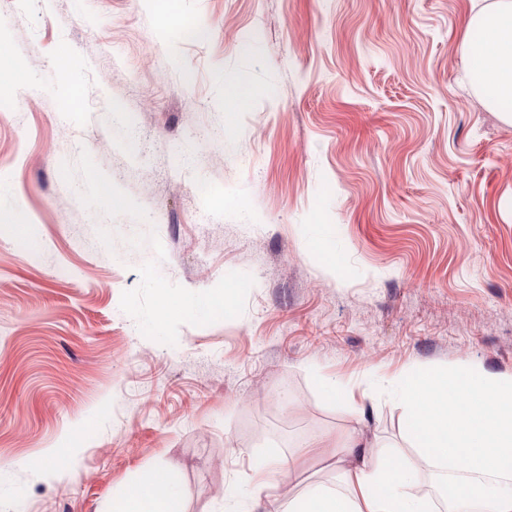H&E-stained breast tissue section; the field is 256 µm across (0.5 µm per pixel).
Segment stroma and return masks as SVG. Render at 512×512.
I'll list each match as a JSON object with an SVG mask.
<instances>
[{"label": "stroma", "mask_w": 512, "mask_h": 512, "mask_svg": "<svg viewBox=\"0 0 512 512\" xmlns=\"http://www.w3.org/2000/svg\"><path fill=\"white\" fill-rule=\"evenodd\" d=\"M470 8L0 0V512H107L163 461L224 512L265 449L415 458L397 375L512 374V123ZM185 310L192 316L206 320L217 314H224V293L190 295L183 300Z\"/></svg>", "instance_id": "35a3bbf8"}]
</instances>
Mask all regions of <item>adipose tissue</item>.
Segmentation results:
<instances>
[{
	"label": "adipose tissue",
	"instance_id": "adipose-tissue-1",
	"mask_svg": "<svg viewBox=\"0 0 512 512\" xmlns=\"http://www.w3.org/2000/svg\"><path fill=\"white\" fill-rule=\"evenodd\" d=\"M467 70L490 94L489 108L512 113V0H494L467 20ZM404 431L417 453L451 472L444 487L419 493L415 464L349 436L334 462L336 485L313 484L279 501L273 479L293 477L295 458L272 451L253 459L246 512H512V375L464 363L393 381ZM177 467L140 470L108 512H184Z\"/></svg>",
	"mask_w": 512,
	"mask_h": 512
}]
</instances>
